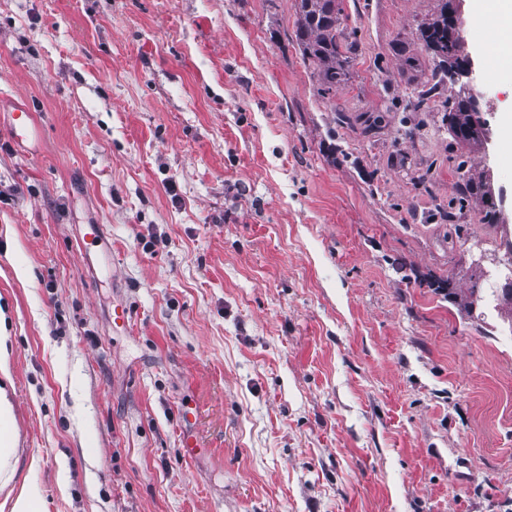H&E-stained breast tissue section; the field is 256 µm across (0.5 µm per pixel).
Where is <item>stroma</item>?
<instances>
[{"label":"stroma","instance_id":"1","mask_svg":"<svg viewBox=\"0 0 512 512\" xmlns=\"http://www.w3.org/2000/svg\"><path fill=\"white\" fill-rule=\"evenodd\" d=\"M342 8L323 97L292 0H0V512H512V308L428 286L506 258L512 81L462 0L455 141V87L414 107L437 0ZM438 2L437 12L430 19L421 23L419 27L420 40L425 50L435 62V71L432 73V78L437 79L436 85L433 84L426 91L418 95L417 106L420 108L427 107V101L438 84L448 82L453 85L456 70L466 60L458 56L460 36L455 34V32L459 34L457 16L462 1L450 0L449 6L448 0H438ZM448 15L453 23L455 32L449 23ZM473 75L472 63L468 60L460 67L458 76L459 83L467 91L459 86L457 93L448 98L443 122H445L447 127L446 130L455 139L477 144L481 142L482 136L472 125L471 112L473 114L472 119L482 130L485 141H488L490 137V130L487 122L478 110V96ZM9 130L12 138L17 143H22L38 137L37 123L34 116L25 108H18L15 112H11ZM429 286L434 287L436 292H439L445 298L447 297V299L453 297L452 299L455 302L459 300L460 302L464 301L463 305L467 314L472 313L473 306L483 299L479 293L476 295V288H468V292L462 295L461 290L456 288L455 282L449 277L446 279H434L429 283ZM13 407L4 388L0 387V473L5 483L11 479V460L15 454L16 438L10 427Z\"/></svg>","mask_w":512,"mask_h":512}]
</instances>
